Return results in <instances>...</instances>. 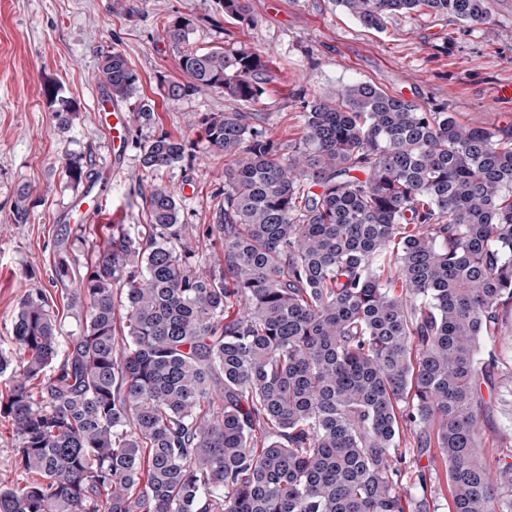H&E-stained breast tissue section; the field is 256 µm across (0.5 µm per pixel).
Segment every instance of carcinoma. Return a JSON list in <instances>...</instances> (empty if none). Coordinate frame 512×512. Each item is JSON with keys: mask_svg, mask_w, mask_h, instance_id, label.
<instances>
[{"mask_svg": "<svg viewBox=\"0 0 512 512\" xmlns=\"http://www.w3.org/2000/svg\"><path fill=\"white\" fill-rule=\"evenodd\" d=\"M361 25L396 13L493 21L495 0H334ZM246 20L248 0H218ZM190 22L163 24L175 47ZM178 101L199 88L242 105L273 80L241 46L180 56ZM98 80L127 101L139 76L119 51ZM57 126L77 114L47 90ZM264 112H210L205 150L228 158L223 260L199 270L175 194L150 189L148 235L118 224L57 272L83 319L61 337L41 292L0 349V418L12 468L0 512H512V462L483 460L482 388L512 315V127H476L360 82L303 105L300 136ZM193 157L185 137L141 146L159 174ZM66 183L91 178L66 159ZM125 319L117 321L120 311ZM413 460L438 449L445 479Z\"/></svg>", "mask_w": 512, "mask_h": 512, "instance_id": "cac0c4a2", "label": "carcinoma"}]
</instances>
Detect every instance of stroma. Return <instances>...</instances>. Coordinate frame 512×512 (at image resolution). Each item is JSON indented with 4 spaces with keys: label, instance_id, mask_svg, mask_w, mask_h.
<instances>
[{
    "label": "stroma",
    "instance_id": "35a3bbf8",
    "mask_svg": "<svg viewBox=\"0 0 512 512\" xmlns=\"http://www.w3.org/2000/svg\"><path fill=\"white\" fill-rule=\"evenodd\" d=\"M248 4L250 20L240 23L224 16L218 0H0V349H12L13 317L29 291L46 294L62 331L77 329L71 293L56 278L59 240L74 239L79 252L77 236L100 241L107 224L144 237L153 181L177 191L197 256L208 264L221 258L220 241L204 232L224 199V159L205 152L196 122L239 105L209 89L166 100L168 83L183 78L181 50L162 30L167 20H189V48L243 43L268 54L275 78L256 109L268 113L266 129L280 142L298 137L302 99L360 82L426 109L446 108L471 126L512 122V0H498L489 24L468 28L446 16L408 13L390 17L381 32L360 25L334 0ZM113 49L139 76L137 100L155 110L151 124L128 119V137L118 146L111 112L98 107V65ZM49 85L77 104L68 131L58 129L47 104ZM164 132L188 137L195 157L155 177L143 172L139 145ZM74 154L110 175L102 225L88 235L65 220L76 191L65 186L62 167ZM20 202L29 211L23 224L13 217ZM496 351L499 383L486 427L505 430L512 427V334L497 341Z\"/></svg>",
    "mask_w": 512,
    "mask_h": 512
}]
</instances>
